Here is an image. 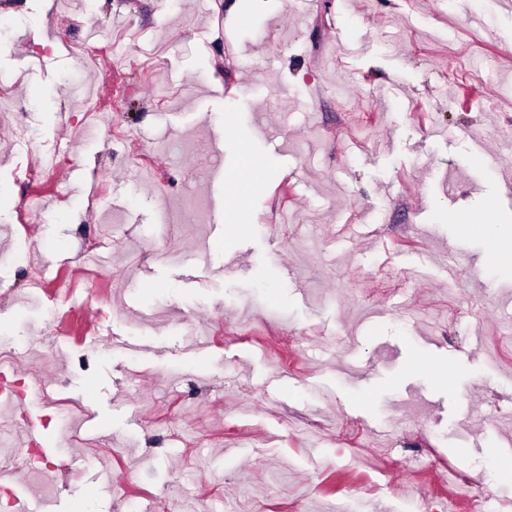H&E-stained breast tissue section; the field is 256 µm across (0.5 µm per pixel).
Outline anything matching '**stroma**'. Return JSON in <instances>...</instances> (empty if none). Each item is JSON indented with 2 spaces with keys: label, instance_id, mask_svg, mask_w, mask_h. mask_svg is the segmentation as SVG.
<instances>
[{
  "label": "stroma",
  "instance_id": "1",
  "mask_svg": "<svg viewBox=\"0 0 512 512\" xmlns=\"http://www.w3.org/2000/svg\"><path fill=\"white\" fill-rule=\"evenodd\" d=\"M0 36L37 136L0 120L9 479L60 512H442L422 444L458 512H512V9L0 0ZM32 419L75 468L25 463ZM256 169V161L244 150L237 167L230 173L231 181L238 186L251 182L256 175Z\"/></svg>",
  "mask_w": 512,
  "mask_h": 512
}]
</instances>
